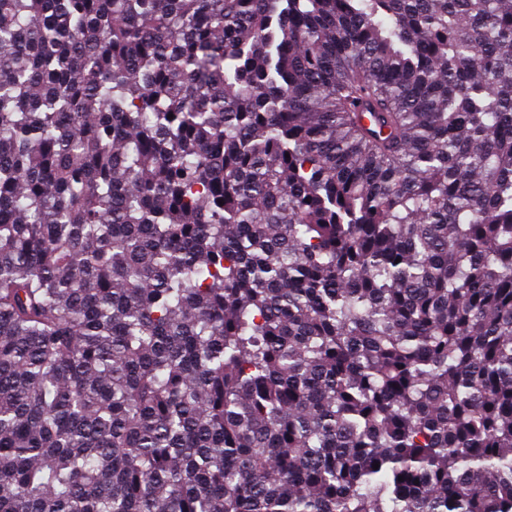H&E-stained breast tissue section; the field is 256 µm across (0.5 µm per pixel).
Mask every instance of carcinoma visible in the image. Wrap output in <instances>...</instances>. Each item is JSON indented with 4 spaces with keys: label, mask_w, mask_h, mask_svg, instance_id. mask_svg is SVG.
<instances>
[{
    "label": "carcinoma",
    "mask_w": 512,
    "mask_h": 512,
    "mask_svg": "<svg viewBox=\"0 0 512 512\" xmlns=\"http://www.w3.org/2000/svg\"><path fill=\"white\" fill-rule=\"evenodd\" d=\"M0 512H512V0H0Z\"/></svg>",
    "instance_id": "obj_1"
}]
</instances>
